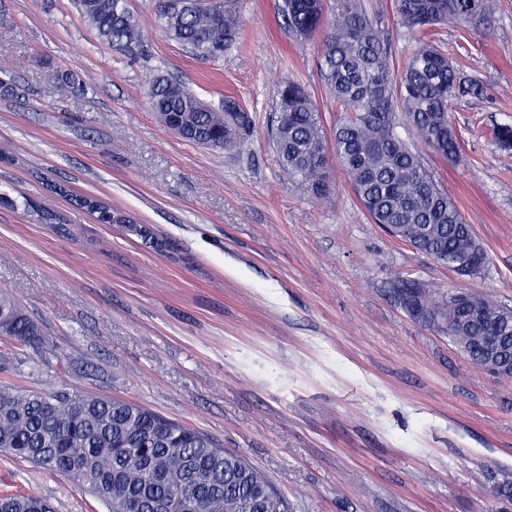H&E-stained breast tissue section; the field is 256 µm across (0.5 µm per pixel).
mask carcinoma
I'll return each instance as SVG.
<instances>
[{
    "label": "carcinoma",
    "mask_w": 512,
    "mask_h": 512,
    "mask_svg": "<svg viewBox=\"0 0 512 512\" xmlns=\"http://www.w3.org/2000/svg\"><path fill=\"white\" fill-rule=\"evenodd\" d=\"M179 8L159 0L168 37L197 56L224 59L239 36L234 0H181ZM99 38L115 50L141 47L143 32L124 0H76ZM400 23L411 31L447 23L492 28L487 0H395ZM323 0H282L288 28L300 37L323 23ZM320 71L347 112L336 126V159L373 223L394 224V236L443 266L466 260L478 273L488 257L473 228L397 128H414L444 159L455 161L461 140L448 113L460 95L483 92L462 79L436 46L420 42L401 70L391 62L381 30L361 0H343L336 23L324 30ZM149 102L160 122L170 116L187 124L179 136L196 144L231 150L244 142L251 120L239 104L224 99L220 109L201 101L185 84L158 76ZM273 146L289 180L319 197L326 191L330 155L322 113L298 82H280L275 92ZM79 205L112 223V207L101 201ZM403 307L424 313L434 326L450 327L448 338L475 365L487 349L512 340V315L492 301L472 296L478 312L464 311L465 297L435 294L417 280L396 285ZM0 336L24 345H46L44 333L10 296L0 293ZM0 450L38 468L86 486L111 512H158L180 499L187 512H289L288 502L242 455L227 452L208 435L128 401L77 391L49 393L0 385ZM0 512H52L38 494L0 495Z\"/></svg>",
    "instance_id": "obj_1"
}]
</instances>
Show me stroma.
Masks as SVG:
<instances>
[{"label":"stroma","instance_id":"stroma-1","mask_svg":"<svg viewBox=\"0 0 512 512\" xmlns=\"http://www.w3.org/2000/svg\"><path fill=\"white\" fill-rule=\"evenodd\" d=\"M282 0H237L239 41L219 61L168 38L158 0H126L141 50L103 44L74 0H0V291L25 307L47 348L0 338L20 361L0 383L116 397L209 434L245 455L291 512H512V378L471 364L412 318L393 288L411 278L512 309V158L494 131L512 124V0H488L490 32L448 25L435 39L483 88L452 102L462 140L450 162L419 150L488 262L461 276L372 224L331 164L316 198L283 172L271 139L274 87L315 98L326 136L343 120L322 81L320 37H297ZM394 64L415 40L394 0H364ZM73 73L69 94L46 80ZM212 106L249 112L233 151L163 127L155 76ZM94 195L145 227L101 224ZM33 201L53 216L38 221ZM65 371L30 372L45 349ZM33 490L55 512H108L87 489L0 452V494Z\"/></svg>","mask_w":512,"mask_h":512}]
</instances>
